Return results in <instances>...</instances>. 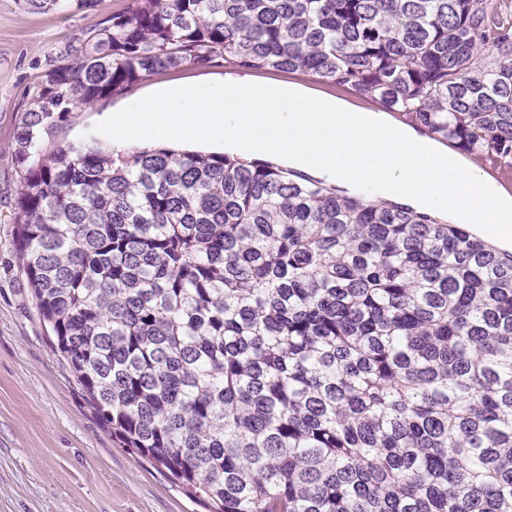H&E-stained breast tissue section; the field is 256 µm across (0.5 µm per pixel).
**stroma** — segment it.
Masks as SVG:
<instances>
[{"label":"stroma","instance_id":"stroma-1","mask_svg":"<svg viewBox=\"0 0 512 512\" xmlns=\"http://www.w3.org/2000/svg\"><path fill=\"white\" fill-rule=\"evenodd\" d=\"M130 3L60 0L53 10L34 12L24 0H0V512H210L167 472L121 448L103 427L51 347L14 245L20 181L14 149L21 116L43 75ZM239 74L219 59L149 76L123 96L78 109L54 141L89 143L105 113L159 88ZM250 76L295 83L365 109L375 106L371 98L308 72L254 70Z\"/></svg>","mask_w":512,"mask_h":512}]
</instances>
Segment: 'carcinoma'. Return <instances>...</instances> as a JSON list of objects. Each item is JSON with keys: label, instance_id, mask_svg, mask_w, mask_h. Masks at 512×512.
Wrapping results in <instances>:
<instances>
[{"label": "carcinoma", "instance_id": "obj_1", "mask_svg": "<svg viewBox=\"0 0 512 512\" xmlns=\"http://www.w3.org/2000/svg\"><path fill=\"white\" fill-rule=\"evenodd\" d=\"M491 0H131L23 112L15 246L121 447L212 512H512V254L271 161L35 142L218 58L310 72L512 164Z\"/></svg>", "mask_w": 512, "mask_h": 512}]
</instances>
